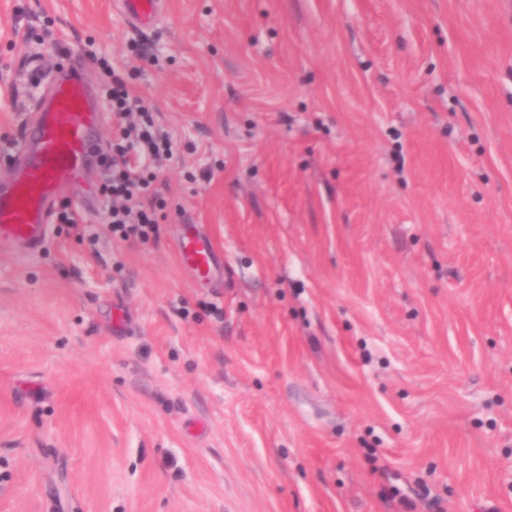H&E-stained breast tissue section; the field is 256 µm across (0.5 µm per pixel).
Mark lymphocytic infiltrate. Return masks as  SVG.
<instances>
[{"label":"lymphocytic infiltrate","mask_w":512,"mask_h":512,"mask_svg":"<svg viewBox=\"0 0 512 512\" xmlns=\"http://www.w3.org/2000/svg\"><path fill=\"white\" fill-rule=\"evenodd\" d=\"M117 121L112 129V154L106 157L107 175L99 187L109 205L114 230L123 238L146 236L156 222L140 201L147 168L172 151L169 137L154 129L140 98L131 96L120 76H113L108 92Z\"/></svg>","instance_id":"lymphocytic-infiltrate-1"}]
</instances>
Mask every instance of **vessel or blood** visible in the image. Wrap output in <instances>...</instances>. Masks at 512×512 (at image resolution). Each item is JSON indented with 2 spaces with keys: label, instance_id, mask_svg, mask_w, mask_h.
Returning <instances> with one entry per match:
<instances>
[{
  "label": "vessel or blood",
  "instance_id": "obj_1",
  "mask_svg": "<svg viewBox=\"0 0 512 512\" xmlns=\"http://www.w3.org/2000/svg\"><path fill=\"white\" fill-rule=\"evenodd\" d=\"M159 4L160 0H121L120 8L125 19L138 26L154 19ZM101 119L98 95L82 58L67 53L62 69L49 80L37 120L24 133L15 177L0 187V244L31 250L41 246L48 233L50 203L81 180L100 152L94 132ZM179 257L205 278L217 269L212 242L197 234L181 241Z\"/></svg>",
  "mask_w": 512,
  "mask_h": 512
}]
</instances>
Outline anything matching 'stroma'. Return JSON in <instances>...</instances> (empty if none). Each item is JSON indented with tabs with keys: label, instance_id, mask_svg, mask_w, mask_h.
I'll return each instance as SVG.
<instances>
[{
	"label": "stroma",
	"instance_id": "stroma-1",
	"mask_svg": "<svg viewBox=\"0 0 512 512\" xmlns=\"http://www.w3.org/2000/svg\"><path fill=\"white\" fill-rule=\"evenodd\" d=\"M61 46L175 146L0 247V512H512V0H0L1 176ZM120 2L125 19L135 26L152 21L160 4L159 0H121ZM112 74V90L107 95L117 121L112 129V156H105L107 175L99 187L109 205L115 231L122 237H145L156 224L152 211L141 205L145 185L144 172L163 156L172 152L169 137L154 129L147 118V108L138 97L130 96L120 76ZM136 111L143 119L132 121ZM215 251L212 242L197 233L181 241L179 257L181 262L192 264L199 276L208 278L218 267Z\"/></svg>",
	"mask_w": 512,
	"mask_h": 512
}]
</instances>
